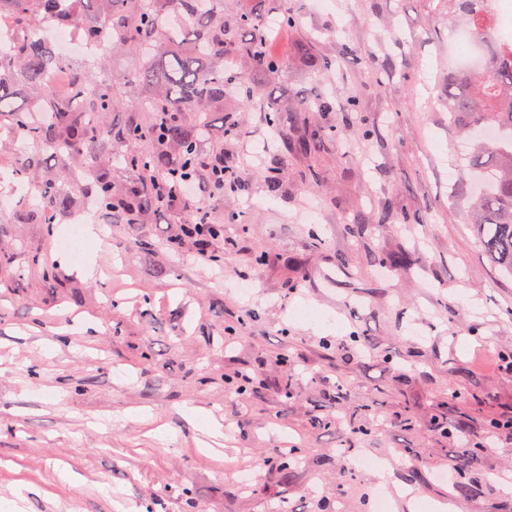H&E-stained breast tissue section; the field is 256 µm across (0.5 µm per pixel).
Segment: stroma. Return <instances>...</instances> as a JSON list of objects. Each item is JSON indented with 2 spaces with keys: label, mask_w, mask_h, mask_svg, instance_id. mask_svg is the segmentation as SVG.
<instances>
[{
  "label": "stroma",
  "mask_w": 512,
  "mask_h": 512,
  "mask_svg": "<svg viewBox=\"0 0 512 512\" xmlns=\"http://www.w3.org/2000/svg\"><path fill=\"white\" fill-rule=\"evenodd\" d=\"M284 1L298 28L278 27ZM243 12L282 67L269 79L233 56L251 99L192 120L201 153L249 167L242 191L116 224L76 163L0 120V159L38 161L0 180L20 198L0 221V497L21 512H372L383 484L393 512H512V276L467 220L472 147L448 129L460 18L448 0H224L225 24ZM93 61L118 103L94 151L121 189L134 172L111 158L132 149L118 130L150 119L147 60L104 45ZM321 96L335 111H309ZM299 108L336 131L318 153L286 149ZM57 175L64 207L29 220ZM200 210L227 226L223 266L168 242ZM78 219L96 245L76 255L57 239ZM398 253L409 267H389ZM282 448L298 456L286 472ZM357 455L382 469H352Z\"/></svg>",
  "instance_id": "1"
}]
</instances>
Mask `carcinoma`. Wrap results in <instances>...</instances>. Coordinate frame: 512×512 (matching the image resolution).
I'll list each match as a JSON object with an SVG mask.
<instances>
[{"label": "carcinoma", "instance_id": "1", "mask_svg": "<svg viewBox=\"0 0 512 512\" xmlns=\"http://www.w3.org/2000/svg\"><path fill=\"white\" fill-rule=\"evenodd\" d=\"M183 26L167 27L165 10H144L133 0H0V29H14L9 51L0 50V114L13 116L15 132L69 160L84 162L95 157L93 147L112 137L104 117L115 107L112 89L96 82L91 69H75L39 41L32 30L47 21L80 29L94 45H133L150 59L142 87L148 93V125L122 132L135 145L144 144L122 157L137 173L124 192L112 193V183L100 173L102 164L80 166L94 179L99 205L120 224H133L158 208L167 185L165 176L190 173L198 165L199 150L189 125L191 113L208 112L224 105V93L233 90L245 99L250 87L237 81L225 63L224 48L231 46L249 56L263 75L276 73L279 57L269 52L262 39L239 43L233 29L224 26V0H175ZM475 42L483 48L486 74L470 66L456 69L448 83V125L477 140L468 157V169L484 185L472 206V223L484 251L504 272L512 275V44L493 36L489 26L490 0H450ZM48 71L61 74L64 86L45 83ZM96 85L91 102L83 88ZM35 94L34 104L52 118L33 125L26 111L12 99L23 89ZM487 127L502 134L488 142ZM322 139L319 130L306 127L298 142L312 152ZM59 188L46 178L41 185L44 212L56 206Z\"/></svg>", "mask_w": 512, "mask_h": 512}]
</instances>
